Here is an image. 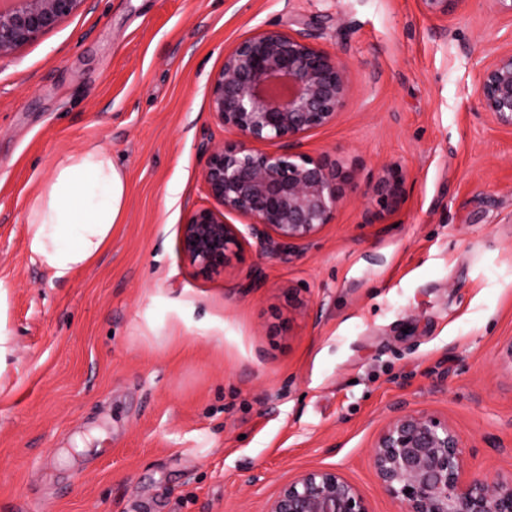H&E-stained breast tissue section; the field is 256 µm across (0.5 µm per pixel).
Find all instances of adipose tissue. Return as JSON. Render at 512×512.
I'll return each mask as SVG.
<instances>
[{"label": "adipose tissue", "mask_w": 512, "mask_h": 512, "mask_svg": "<svg viewBox=\"0 0 512 512\" xmlns=\"http://www.w3.org/2000/svg\"><path fill=\"white\" fill-rule=\"evenodd\" d=\"M127 193L123 168L100 146H87L57 162L26 209L31 261L54 279L88 266L121 223Z\"/></svg>", "instance_id": "1"}]
</instances>
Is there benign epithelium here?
<instances>
[{
	"label": "benign epithelium",
	"mask_w": 512,
	"mask_h": 512,
	"mask_svg": "<svg viewBox=\"0 0 512 512\" xmlns=\"http://www.w3.org/2000/svg\"><path fill=\"white\" fill-rule=\"evenodd\" d=\"M88 0H0V57L16 52L80 11ZM437 19L465 0H421ZM347 61L322 48L310 31L263 29L239 41L208 85L210 112L236 136L208 144L201 176L219 208H200L181 225L180 248L202 273L224 270L243 233L296 249L331 223L352 191L350 177L328 158L295 152L307 133L336 121L350 95ZM481 108L512 128V49L484 67ZM277 145L274 151L256 142ZM407 175L392 168L365 196L395 210ZM372 463L402 512H512V474L469 477L454 427L427 411L395 409L373 443ZM266 512H370L359 489L334 469H311L284 485Z\"/></svg>",
	"instance_id": "obj_1"
}]
</instances>
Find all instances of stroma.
<instances>
[{"label":"stroma","mask_w":512,"mask_h":512,"mask_svg":"<svg viewBox=\"0 0 512 512\" xmlns=\"http://www.w3.org/2000/svg\"><path fill=\"white\" fill-rule=\"evenodd\" d=\"M261 29L349 61L344 109L296 150L357 190L298 249L249 238L205 276L179 235L214 204L202 143L232 140L208 82ZM511 46L490 0H88L1 58L0 512H266L315 468L400 512L371 458L400 406L450 421L468 474L512 472V129L476 95ZM91 144L126 171L124 219L53 280L27 204ZM390 167L406 194L378 216L361 190ZM8 296L7 285L0 281V375L8 369V359L13 354L11 332L7 328Z\"/></svg>","instance_id":"1"}]
</instances>
